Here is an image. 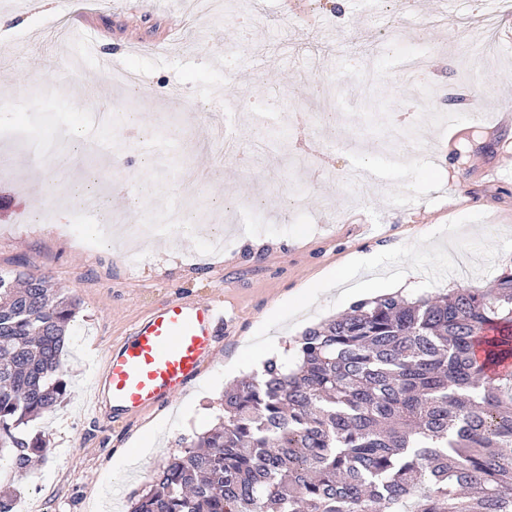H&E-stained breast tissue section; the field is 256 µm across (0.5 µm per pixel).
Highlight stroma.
<instances>
[{"instance_id":"obj_1","label":"stroma","mask_w":512,"mask_h":512,"mask_svg":"<svg viewBox=\"0 0 512 512\" xmlns=\"http://www.w3.org/2000/svg\"><path fill=\"white\" fill-rule=\"evenodd\" d=\"M420 11L421 0H382L370 14L361 0H347L342 13L330 0H216L204 9L199 0H49L40 10L0 0V14L27 19L0 46L10 55L0 127L26 119L31 135L70 151L86 88L112 113L100 129L110 157L84 156L62 185L27 149L0 141V156L13 160L0 176V272L49 275L80 301L64 362L71 398L35 423L47 439L42 465L12 478L34 512H127L129 495L180 439L214 423L228 361L247 376L265 342L289 349L306 327L353 304L340 286L304 314L288 305L350 254H382L365 280L414 272L417 297L488 288L512 268V20L488 30L498 47L491 55L457 38L484 24L482 0L393 37ZM374 40L395 47L367 56ZM131 41L143 47L126 60L143 77L134 92L98 68L100 54H123ZM230 43L240 48L232 63L222 58ZM418 51L444 82L405 86L397 62ZM327 52L339 67L332 77L316 67ZM208 53L217 64L201 65ZM257 57L265 69L228 82L231 69ZM175 88L182 102L170 98ZM328 91L348 115L344 126L316 117ZM226 120L241 138L267 141L260 164L247 170L208 153ZM366 160L372 187L360 196L344 171ZM190 166L209 175L187 194L177 174ZM91 173L100 200L92 215L76 192ZM171 209L193 214L196 230L172 227L134 246L112 233L116 222H155ZM68 224L82 225L85 239L69 236ZM458 224L480 225L483 241L460 240ZM177 294L223 304L215 361L179 402L133 420L92 412L104 352ZM153 432L150 460L121 466Z\"/></svg>"}]
</instances>
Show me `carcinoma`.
Instances as JSON below:
<instances>
[{"label":"carcinoma","mask_w":512,"mask_h":512,"mask_svg":"<svg viewBox=\"0 0 512 512\" xmlns=\"http://www.w3.org/2000/svg\"><path fill=\"white\" fill-rule=\"evenodd\" d=\"M78 307L46 275L0 273V462L18 473L47 444L25 426L69 396ZM509 359L512 269L489 292L357 303L225 386L130 512H512Z\"/></svg>","instance_id":"cac0c4a2"}]
</instances>
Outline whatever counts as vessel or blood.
<instances>
[{
    "label": "vessel or blood",
    "instance_id": "1",
    "mask_svg": "<svg viewBox=\"0 0 512 512\" xmlns=\"http://www.w3.org/2000/svg\"><path fill=\"white\" fill-rule=\"evenodd\" d=\"M223 319L219 301L170 298L135 325L113 351L97 381L98 398L124 418L181 399L202 366L213 361L216 338L212 329Z\"/></svg>",
    "mask_w": 512,
    "mask_h": 512
}]
</instances>
